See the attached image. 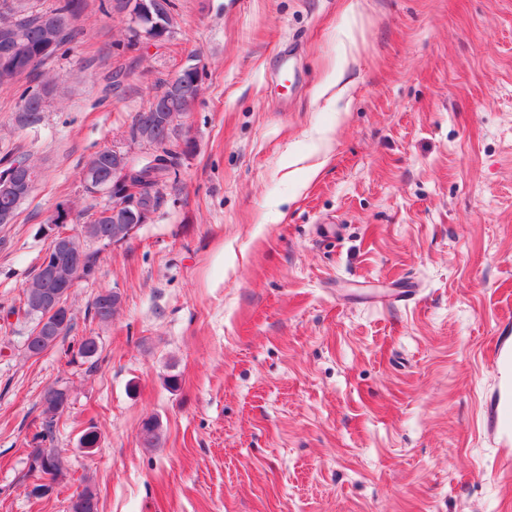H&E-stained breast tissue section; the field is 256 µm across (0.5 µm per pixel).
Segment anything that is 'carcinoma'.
Instances as JSON below:
<instances>
[{"instance_id": "carcinoma-1", "label": "carcinoma", "mask_w": 512, "mask_h": 512, "mask_svg": "<svg viewBox=\"0 0 512 512\" xmlns=\"http://www.w3.org/2000/svg\"><path fill=\"white\" fill-rule=\"evenodd\" d=\"M154 2L155 12L161 16L163 23L161 28L152 25L148 19L132 18V15L138 13L139 0H117V7L128 10L131 15V25L127 26L126 39L114 42V46L124 52H132L139 48L146 35L158 42L170 37L174 20L173 0ZM83 6L84 0H57L51 9L38 11L32 9L27 0H0V25L11 26L13 37L25 47L24 56L18 61L0 66V89L12 87L22 75L31 73L58 52L69 51L76 35L73 22L80 17ZM54 92L55 86L50 84H45L38 90L24 92L20 96L17 116L19 126L34 128L40 125L46 101ZM199 92V73L187 72L182 77L178 95L172 96L168 89H163L149 109L137 113L134 118L130 136L152 128L156 130L161 147L160 154L153 155V159H144L137 164L142 172L131 177L130 183L131 187L137 189L139 204L153 212L162 203L159 187L165 186L177 175L178 151L173 148L172 141L176 135L175 121L191 111ZM82 172L86 173L83 181L90 184L86 192L94 193L97 183L105 181L112 172V150L104 148L90 155ZM110 211L112 204L108 203L78 227L64 229L70 248L54 250L51 254L52 261L60 272L59 279L46 278L38 269L25 284L22 305L17 312L23 314L32 324L24 343L28 356L43 354L74 329L75 318L71 316L65 323L55 320L49 315L47 301L56 297L67 305L71 295L70 288L76 282L96 278L99 271L98 251L92 249V245H112L113 238L122 229V225L114 223ZM119 303V293L111 289L104 290L94 297L90 311L93 312V318L106 323L112 320ZM76 356L92 366L95 365L101 357L97 338L81 337ZM70 404V391L64 383L55 382L42 392L43 419L40 430L33 436L37 448L30 455L25 478L42 480L47 477L53 484L62 481L65 458L51 443L54 442L57 422L69 412ZM141 438L143 444L149 448L158 445L160 432L155 419L148 418L143 421ZM77 496L79 501L73 506L75 512H99L98 500L92 490L86 487Z\"/></svg>"}]
</instances>
